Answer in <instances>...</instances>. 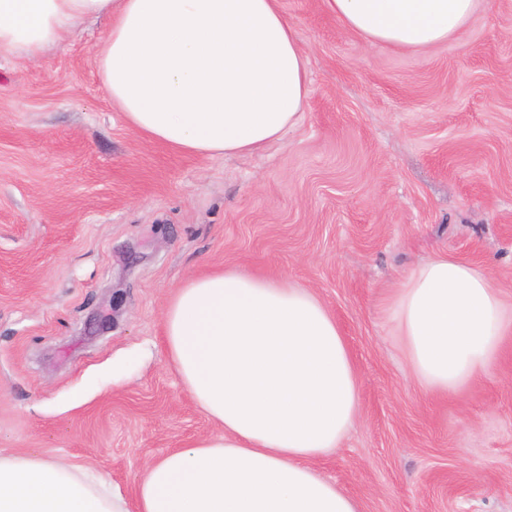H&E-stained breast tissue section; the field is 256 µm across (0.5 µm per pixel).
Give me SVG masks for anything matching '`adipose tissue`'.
Segmentation results:
<instances>
[{"label":"adipose tissue","instance_id":"ef3b65f1","mask_svg":"<svg viewBox=\"0 0 512 512\" xmlns=\"http://www.w3.org/2000/svg\"><path fill=\"white\" fill-rule=\"evenodd\" d=\"M483 2L323 0L366 42L417 50L460 34ZM91 16L110 21L96 51L103 84L152 140L186 154H252L303 117L306 57L278 0H0V61L39 58ZM389 304L432 393L488 374L512 332L490 276L445 255L414 268ZM162 330L182 386L223 435L153 457L129 496L100 472L0 455V512H358L313 466L359 413L346 341L314 293L218 269L177 289Z\"/></svg>","mask_w":512,"mask_h":512}]
</instances>
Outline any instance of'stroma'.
Returning a JSON list of instances; mask_svg holds the SVG:
<instances>
[{
    "mask_svg": "<svg viewBox=\"0 0 512 512\" xmlns=\"http://www.w3.org/2000/svg\"><path fill=\"white\" fill-rule=\"evenodd\" d=\"M310 80L263 151L179 153L100 80L106 19L0 64V452H39L131 493L150 456L221 429L162 347L167 298L230 264L312 289L352 357L361 414L316 469L359 512H512V335L448 396L413 379L387 298L445 254L512 305V0L411 50L321 0H280Z\"/></svg>",
    "mask_w": 512,
    "mask_h": 512,
    "instance_id": "stroma-1",
    "label": "stroma"
}]
</instances>
